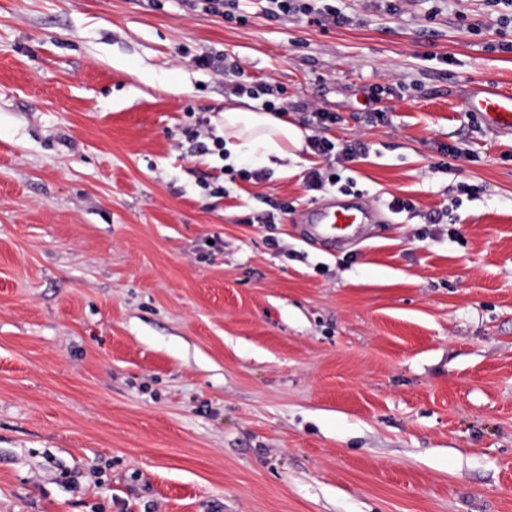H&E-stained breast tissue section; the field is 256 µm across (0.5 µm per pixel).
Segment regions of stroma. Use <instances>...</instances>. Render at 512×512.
I'll list each match as a JSON object with an SVG mask.
<instances>
[{
  "instance_id": "1",
  "label": "stroma",
  "mask_w": 512,
  "mask_h": 512,
  "mask_svg": "<svg viewBox=\"0 0 512 512\" xmlns=\"http://www.w3.org/2000/svg\"><path fill=\"white\" fill-rule=\"evenodd\" d=\"M332 3L0 0V512H512V135L466 108L512 90V24ZM243 76L362 158L186 147L188 113L261 110ZM331 199L377 214L333 251L296 222ZM307 1L314 0H268V2L276 5L277 9L284 13H298L308 18L311 24L324 25L323 22L329 24H343L347 18L341 11L331 4H325L322 8L316 9Z\"/></svg>"
}]
</instances>
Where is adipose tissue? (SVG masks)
Returning a JSON list of instances; mask_svg holds the SVG:
<instances>
[{
    "mask_svg": "<svg viewBox=\"0 0 512 512\" xmlns=\"http://www.w3.org/2000/svg\"><path fill=\"white\" fill-rule=\"evenodd\" d=\"M220 125L224 131V147L231 156L258 154L286 159L299 148L301 131L271 112L231 106L225 108Z\"/></svg>",
    "mask_w": 512,
    "mask_h": 512,
    "instance_id": "obj_1",
    "label": "adipose tissue"
}]
</instances>
